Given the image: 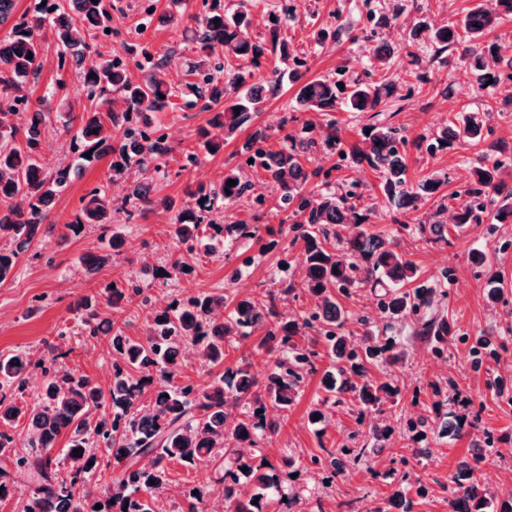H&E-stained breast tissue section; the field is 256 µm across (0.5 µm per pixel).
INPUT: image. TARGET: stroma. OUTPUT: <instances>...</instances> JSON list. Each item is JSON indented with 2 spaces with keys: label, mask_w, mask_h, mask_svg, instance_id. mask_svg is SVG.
Segmentation results:
<instances>
[{
  "label": "stroma",
  "mask_w": 512,
  "mask_h": 512,
  "mask_svg": "<svg viewBox=\"0 0 512 512\" xmlns=\"http://www.w3.org/2000/svg\"><path fill=\"white\" fill-rule=\"evenodd\" d=\"M112 17L110 32L95 30L90 46L100 52L120 56L128 65L132 81L144 76L139 64L142 50L163 56L166 63L177 64L178 73L172 77L174 87H183L188 80L186 63L195 53L191 33L185 25L168 22L170 9L190 17L201 14L204 0H180L171 6L170 0H103ZM467 0H417L409 7L407 0H267L254 7L250 15L249 33L261 40L267 35L268 11L286 9L281 36L292 55L303 59L305 78L314 79L342 74L344 81L363 76L368 70L370 50L376 41L388 42L395 49L393 68L400 81L402 110L396 118L405 127L409 137L432 136L446 118L463 111L491 108L489 124L492 133L475 144H463L436 154L409 149L408 178L418 181L425 175L443 170L448 172L450 190L460 189L470 180L469 159L490 148L512 149V106L506 105L500 88L479 89L466 59L450 56L447 64L430 62L432 45H424L421 65L409 64L401 55L403 46L411 43L413 31L420 23L441 26L458 21L467 7ZM392 15L390 25L376 29L374 36H364L369 14ZM331 31L325 45H318L317 33ZM45 64L38 78L29 79L32 100L30 109L45 105L50 111L51 131L44 150L53 160L71 163L75 160L72 138L76 133V115L86 103L83 85L77 73L57 66L55 33L53 27L42 32ZM296 83L284 81L279 94L266 100L258 112L256 125L269 128L273 145H280L285 133L302 134L310 124H325V116L313 112H293ZM212 111L190 109L184 98L173 97L166 111L155 113L153 122L173 146L165 157L166 174L157 180L155 193L182 205L187 187L219 183L228 169L238 167L245 159L244 146L250 135L243 128L225 136L224 145L217 153H209L201 145V129L207 128ZM197 154L195 164H188V154ZM111 157H103L79 167L71 174L69 187L48 207L49 228L35 239L29 252L23 256L14 278L0 285V354L29 350L34 357L47 356L49 347H56L63 356L58 368L103 380L112 362V347L108 339L87 337L81 324L85 302H95L100 312L110 313L130 337L142 335L149 319L150 308L133 302L120 308L108 309L101 293L104 284L134 278L148 267H164L181 258L190 266L189 274L178 283L165 286L151 283L152 297L165 301L201 292H224L228 296L249 295L270 287L271 276L283 263H296L298 252L280 238L277 246L263 247L255 240L234 242L223 254L181 255L169 235V213L149 211L127 218L123 209L112 211L108 224L85 226L77 235L67 233L66 223L74 220L82 199L92 189L112 187L115 175ZM321 174L329 184L342 179H358L367 184L365 196L377 215L373 230L393 233L400 252L414 261L429 283L440 284L446 294L444 308L457 331L450 345L448 359L441 371H434L435 359L424 342L405 335L401 327H394L393 335L400 337L408 352L402 367L388 369L371 367L375 378L390 376L401 390L394 403L383 407L384 418L393 430L394 446L389 454L373 460L370 468L356 469L322 484V472L303 470L292 478L293 486L306 495L320 499L323 512H340L343 501L368 491L374 496L386 495L390 490L387 472L390 460L405 449L419 447L425 451L423 480L428 493L420 499L416 512H448V491L443 483L456 474L471 459L470 437L457 438L439 433L428 434L424 440H414L407 432L406 422L413 415L431 410L436 388L459 389L461 399L451 402L449 413L460 411L479 413L480 425L493 436L512 435V248L501 250L503 240H512V225L500 226L496 233H488L485 225L475 224L460 233H452L448 243L430 244L416 232L400 228L392 222V208L379 189V176L368 167L353 164L337 166L334 157L320 155L316 161ZM256 192L265 196L264 205L246 200L224 211L227 224H262L279 226L283 215L276 204L279 193L273 187L260 183ZM120 234L123 246L110 255L108 261L94 272H87L83 257L95 251L101 237ZM486 252L494 258L503 276L504 301L490 305L488 288L480 268L470 261L473 249ZM452 269V282H439L441 270ZM495 329L499 345L498 360L484 361L475 366L472 347L485 330ZM327 366L319 361L318 370L308 376L295 404L284 414L279 434L264 439L261 450L270 462L285 455L303 460L321 455L323 448H357L361 439L355 438L356 419L361 407L351 401L328 414L323 434H316L309 424V409L324 397L320 372ZM168 485L177 490L176 498H159L156 512H189V491L210 483L209 468L192 470L178 461H170Z\"/></svg>",
  "instance_id": "obj_1"
}]
</instances>
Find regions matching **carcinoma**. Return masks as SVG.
Masks as SVG:
<instances>
[{"instance_id":"carcinoma-1","label":"carcinoma","mask_w":512,"mask_h":512,"mask_svg":"<svg viewBox=\"0 0 512 512\" xmlns=\"http://www.w3.org/2000/svg\"><path fill=\"white\" fill-rule=\"evenodd\" d=\"M46 2L42 12L16 19L15 0H0V25L11 23L9 33L0 39V284L39 235L47 205L68 187L73 169L67 164L50 170L44 163L48 113L40 109L32 113L22 130L10 119L17 106L29 104L25 84L44 66L38 32L47 23L55 28L59 63L73 62L87 92L88 105L83 107L82 127L75 136L83 144L79 159L86 162L109 153L119 158L116 175L132 183L128 202L133 211L129 216L158 207L174 211L169 234L187 254L202 248L216 253L226 235L250 240L257 237V224L223 225L214 219L215 206L222 204L229 209L254 189L252 180L239 168L225 172L217 186L188 189L187 200L177 210L173 203L153 194L154 173L160 169L161 158L172 149L167 138L154 136L152 129V113L165 111L175 96L174 87L164 78L163 60L154 62L152 54L142 52L151 65L142 82L134 83L120 59L86 53L88 30L109 18L102 3ZM250 7L251 0H238L232 10L213 2L203 15L190 18L196 60L191 63L195 81L189 84L187 105L194 107L202 100L207 108L222 105L210 125L224 135L250 126L259 105L279 93L277 70L257 76L265 53H280L279 62L288 65V49L280 40L282 18L272 14L275 21L268 36L257 41L247 30ZM510 15L512 0H473L459 22L428 31L427 40L436 47L433 60L448 63L444 53L451 48L468 61L480 87L511 81L512 38L482 43L484 35ZM373 58L375 68L386 72L391 67L393 48L380 41L373 48ZM292 78L299 83L295 109L325 116L339 110L375 112L399 89L397 80L384 75L378 81L355 80L342 89L329 77L303 82L295 71ZM111 93L120 94L125 105L122 112L108 113L115 130L112 135L105 130L97 110L98 105L108 102ZM490 116L491 111L484 110L455 117L430 143L424 136L411 142L404 129L378 123L364 126L358 139L348 142L336 121L330 120L311 137L296 140L285 135L275 150L269 145L272 134L268 129L256 128L245 144L246 154L253 160L248 168L281 190L278 207L287 213L288 225L279 233L289 237L290 246L300 248L305 275L296 283L284 282L280 288L234 299L232 311L222 324L215 323L211 314L226 305L225 295L199 293L176 299V307L147 321L143 337L137 340L120 330H105L104 324L112 323V318L86 303L89 335L112 334V382L104 388L85 375L42 367V404L28 416L29 451L24 454L15 452L8 427L22 415L16 400L25 392L27 373L35 362L26 351L1 356L0 456L14 458L16 468L37 475L36 482L22 495V512H85L90 497L85 474L100 467L108 470L109 480L97 500L102 508L91 512H155V493L166 483V462L170 460L192 469L214 464L215 486L229 512H266L272 494L288 499L291 506L296 504L299 498L286 492L281 476L290 468L305 469L307 465L288 456L276 465L267 464L256 452L262 439L280 430L276 418L265 413L267 405L286 411L294 404L305 377L315 372L319 345L330 358L321 378L327 397L310 410L309 416L322 420L325 413L321 406L328 402L340 406L352 398L363 406L359 423L368 438V443L356 449L354 459L369 462L388 450L392 432L380 424L377 414L386 401L400 395V390L388 377L375 379L368 367L397 366L404 363L407 352L387 330L412 318L414 334L445 359L456 331L437 308V289L419 281L417 265L398 251L393 237L368 229L371 213L363 184L346 182L338 193L317 184L309 188L307 184L319 173L309 169L308 163L321 151L338 156L341 163L365 165L379 172L381 191L396 213L412 216L417 221L415 231L428 243L446 244L449 230L459 232L470 224L483 223L494 204L497 208L491 220L512 224V202H498L505 188L503 173L512 168V154L501 151L473 159L466 188L447 195L453 205L438 202L431 217L420 222L416 213L441 196L449 179L448 173L434 171L414 185L408 183V144L432 152L455 143H478L491 132ZM230 180L236 184L228 185ZM448 210L453 211L450 223L441 218ZM111 213L108 192L95 188L66 229L77 231L81 223L110 224ZM184 267L185 262L177 259L163 273L151 270L149 275L166 284L184 274ZM408 284L413 288L405 289ZM367 285L380 290L378 308L384 326L379 329L365 317L357 319L362 334L355 341L346 334L348 315L337 296ZM104 293L112 308L133 301L145 306L151 300L149 288L134 280L107 284ZM301 295L314 300L313 306L292 317L281 316L277 302ZM257 332L261 339L253 345L254 352L273 357L264 381L247 366L233 365L225 367L224 374L202 391L191 384L154 387L155 381L168 382L181 373L180 347H193L203 365L216 366L226 358L225 338H248ZM298 336L309 337L310 343L297 344ZM447 415L448 395L442 393L432 415L416 416L410 422L411 429L422 436ZM63 434L68 435L66 455L84 461V466L66 479L57 476L53 456ZM496 442L509 446L512 436L472 441V463L449 482L448 512H483L489 496L470 472ZM100 446L106 448L104 459L96 453ZM325 452L322 458L312 457L310 464L329 467L334 477L345 474L340 455L328 448ZM148 456L151 464L140 465L139 460ZM421 457V450L410 448L393 459V488L369 512H414L409 473L420 465ZM243 478L257 482L261 492L241 497Z\"/></svg>"}]
</instances>
